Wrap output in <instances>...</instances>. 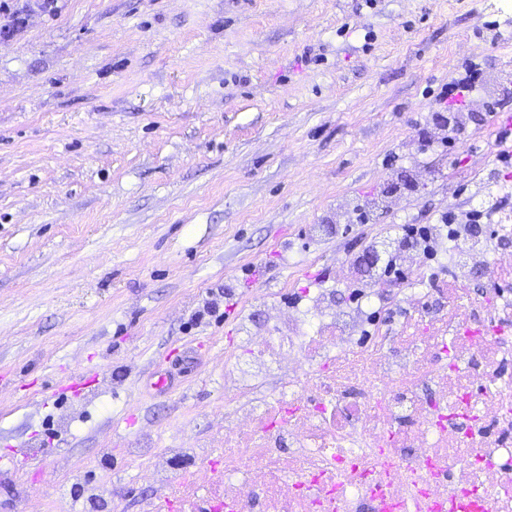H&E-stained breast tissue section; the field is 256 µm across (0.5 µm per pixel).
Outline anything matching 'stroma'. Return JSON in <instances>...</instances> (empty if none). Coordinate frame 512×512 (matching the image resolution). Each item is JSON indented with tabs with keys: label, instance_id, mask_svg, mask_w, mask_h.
Returning a JSON list of instances; mask_svg holds the SVG:
<instances>
[{
	"label": "stroma",
	"instance_id": "obj_1",
	"mask_svg": "<svg viewBox=\"0 0 512 512\" xmlns=\"http://www.w3.org/2000/svg\"><path fill=\"white\" fill-rule=\"evenodd\" d=\"M43 2L0 0V456L37 452L0 469V512H91L82 479L139 512L154 457L216 441L244 315L479 206L512 0ZM470 62L498 88L421 151Z\"/></svg>",
	"mask_w": 512,
	"mask_h": 512
}]
</instances>
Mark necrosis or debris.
Masks as SVG:
<instances>
[{
    "label": "necrosis or debris",
    "instance_id": "1",
    "mask_svg": "<svg viewBox=\"0 0 512 512\" xmlns=\"http://www.w3.org/2000/svg\"><path fill=\"white\" fill-rule=\"evenodd\" d=\"M497 237L459 229L433 258L404 252L403 285L339 262L304 304L246 319V368L224 369V445L156 484L143 512H512V297L460 280L512 273V211ZM454 288L432 297L436 259Z\"/></svg>",
    "mask_w": 512,
    "mask_h": 512
}]
</instances>
